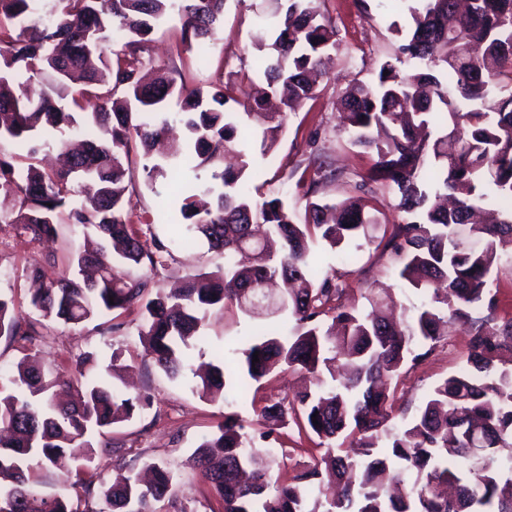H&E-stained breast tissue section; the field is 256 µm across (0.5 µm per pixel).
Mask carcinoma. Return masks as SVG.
Wrapping results in <instances>:
<instances>
[{"label": "carcinoma", "instance_id": "obj_1", "mask_svg": "<svg viewBox=\"0 0 512 512\" xmlns=\"http://www.w3.org/2000/svg\"><path fill=\"white\" fill-rule=\"evenodd\" d=\"M259 24L254 49L265 58L261 76L243 92L245 112H229L220 87L187 91L160 67L143 80L144 54L172 11L184 38L205 57L224 15V0H0V223L18 237L50 239L57 226L78 224L95 247L77 253L56 277L38 268L30 296L36 320L14 315L0 297V337L32 342L39 319L115 332L118 318L140 308L143 356L170 379L186 369L183 348L200 338L206 312L241 306L238 288L260 291L282 283L278 305L291 329L264 328L241 350L239 376L220 365L195 376L204 399L228 386L250 395L252 385L279 366L308 375L309 385L289 405L256 411L266 438L295 415L298 432L325 447L320 462L336 490L316 478L318 466L278 484L267 449L254 446L238 415L224 414L218 432L191 455L219 496V512H512V316L499 314L490 280L512 252V0H411L400 53L410 69L384 63L375 80L340 99L344 132L373 163L338 202L310 197L336 181L320 149L298 216L278 190L259 192L241 124L262 126L271 149L289 112L318 95L322 59L336 48V27L316 0H276ZM46 74L47 85L34 76ZM177 98L185 137L173 133L168 101ZM64 127L83 132L76 147L45 135ZM170 137L167 152L144 165L147 180L195 158L237 166L212 175L214 183L177 194L186 231L207 241L223 263L188 278L175 292L157 288L151 272L165 265L168 247L147 245L128 216L125 194L133 143L150 156ZM65 152L66 168L36 163L50 145ZM397 199L398 223L380 225V192ZM383 227L398 277L423 297L420 306L394 310L367 289L370 309L347 308L333 276H317L321 244L358 251ZM485 241L472 252L466 239ZM469 336L466 364L438 381L413 407L398 403L394 382L407 363L428 358L454 324ZM259 362H253V354ZM122 351L109 363L88 351L77 361L75 400L53 401L59 376L26 355L0 380V512H157L171 496L174 476L148 462V482L130 476L108 485L80 478L68 494H46L30 483L33 466L67 463L88 473L103 451L122 445L106 434L152 406L113 382ZM483 449L475 466L469 449Z\"/></svg>", "mask_w": 512, "mask_h": 512}]
</instances>
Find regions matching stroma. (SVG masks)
I'll list each match as a JSON object with an SVG mask.
<instances>
[{"instance_id":"obj_1","label":"stroma","mask_w":512,"mask_h":512,"mask_svg":"<svg viewBox=\"0 0 512 512\" xmlns=\"http://www.w3.org/2000/svg\"><path fill=\"white\" fill-rule=\"evenodd\" d=\"M319 5L335 23L338 42L320 96L298 112L287 115L271 151H264L258 128L251 126L243 131L255 169L299 211L303 210L305 200L302 188L297 185L301 173L296 166L308 151L311 132H319L324 158L340 175L339 181L321 188L320 197L331 201L344 198L369 168L368 155L350 146L340 126L336 103L349 85L375 78L383 63L394 60L398 39L390 26L408 23L403 0H319ZM273 9V0H225L218 38L203 60L196 59L182 43L180 16L171 14L153 35L149 63L167 66L180 75L186 89L208 91L221 86L229 94L240 96L248 78L256 77L263 69V57L253 48L251 36ZM132 161L134 179L129 188V216L133 223L139 224L144 240L161 239L173 254L171 261L154 272V279L166 289L190 275L213 270L217 258L203 240H196L192 248L183 247L187 232L179 213H170L165 224L156 222L155 216L178 181L210 183L215 165L204 164L196 171L182 174L169 171L149 183L143 172L145 157L136 154ZM85 243L82 233L66 224L60 225L55 239L33 242L17 241L11 227L0 224V296L12 300L21 317H31L27 268L36 265L46 275H55ZM319 253L322 273H341L346 304L365 307L366 302L360 297L363 289L382 287L390 290L397 303L417 306L422 301L419 294L403 287L380 242L364 244L351 258L324 247ZM122 319L123 327L114 334H100L89 325L71 327L54 322L43 336L30 344L0 337V370L10 371L26 353L36 355L45 368L55 372L74 367L81 354L93 349L108 353L119 347L129 356L141 353L137 335L142 322L140 310L125 312ZM266 325L263 318L245 315L235 306L214 310L205 322L203 339L192 342L187 349V363L192 367L220 354L226 365L239 367L241 340ZM467 341L460 328H452L425 361L407 372L399 386L400 392L412 401H420L434 383L463 363ZM130 381L132 393H150L154 403L151 409L114 427L112 436L122 442L123 448L120 453L102 456L97 479L112 481L128 474L130 469L140 468L144 461L160 460L177 477L176 497L172 503L161 504V512H210L217 504L216 495L190 464L189 456L202 437L223 422L225 411H236L244 424H252L256 413L251 400L231 392L210 401L201 399L190 390L193 383L190 372L172 381L150 363L139 365ZM270 445L281 451L271 471L275 477L286 478L309 468L321 454L315 441L299 437L292 422L278 429Z\"/></svg>"}]
</instances>
